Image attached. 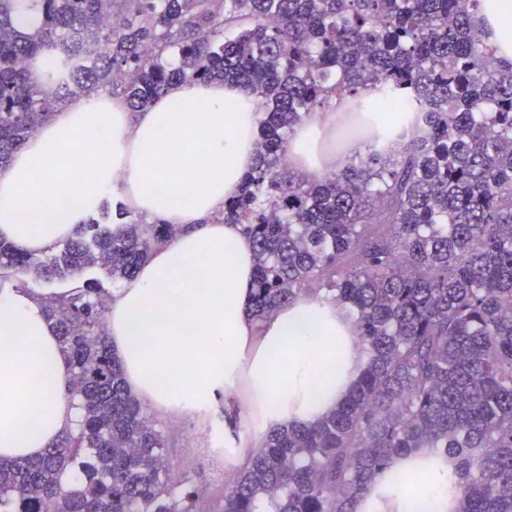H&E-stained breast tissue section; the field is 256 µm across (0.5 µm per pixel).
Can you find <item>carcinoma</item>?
I'll return each mask as SVG.
<instances>
[{
  "label": "carcinoma",
  "mask_w": 512,
  "mask_h": 512,
  "mask_svg": "<svg viewBox=\"0 0 512 512\" xmlns=\"http://www.w3.org/2000/svg\"><path fill=\"white\" fill-rule=\"evenodd\" d=\"M33 2L42 24L21 31L18 0H0V169L73 97L107 87L137 112L176 82H236L259 102V143L214 220L255 246L251 313L305 293L356 322L367 361L348 394L269 434L223 512H352L425 448L454 461L456 512H512V62L486 42L480 0ZM47 46L58 57L38 81L28 64ZM333 95L367 151L322 177L292 170L286 144ZM119 216L49 257L0 240V271L130 279L175 228ZM47 299L83 417L40 457L0 462V512H197L200 488L172 471L112 355L101 289Z\"/></svg>",
  "instance_id": "obj_1"
}]
</instances>
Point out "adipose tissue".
Returning a JSON list of instances; mask_svg holds the SVG:
<instances>
[{
	"instance_id": "ef3b65f1",
	"label": "adipose tissue",
	"mask_w": 512,
	"mask_h": 512,
	"mask_svg": "<svg viewBox=\"0 0 512 512\" xmlns=\"http://www.w3.org/2000/svg\"><path fill=\"white\" fill-rule=\"evenodd\" d=\"M478 21L512 60V0H482ZM313 112L287 145L296 170L336 168V115ZM256 98L221 81L170 86L141 112L99 93L58 109L0 170V239L50 252L106 198L176 225L136 276L113 290L107 329L127 385L152 413L180 421L223 405L251 423L225 432L224 471L239 472L268 434L337 406L366 352L346 309L302 294L258 320L253 242L216 214L255 161ZM172 169L165 192L160 170ZM43 294L0 289V459L38 458L76 428L81 410ZM452 460L426 449L395 458L354 512H455Z\"/></svg>"
}]
</instances>
